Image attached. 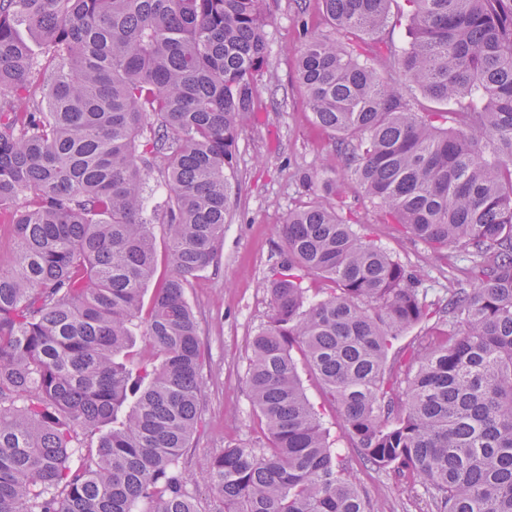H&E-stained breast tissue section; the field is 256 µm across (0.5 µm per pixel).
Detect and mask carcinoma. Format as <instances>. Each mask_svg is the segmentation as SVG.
Returning <instances> with one entry per match:
<instances>
[{
  "label": "carcinoma",
  "mask_w": 512,
  "mask_h": 512,
  "mask_svg": "<svg viewBox=\"0 0 512 512\" xmlns=\"http://www.w3.org/2000/svg\"><path fill=\"white\" fill-rule=\"evenodd\" d=\"M294 2L315 123L382 216L447 260L448 297L427 301L344 202L288 213L247 371L268 444L210 457L216 512H372L295 346L366 462L418 475L438 512H512V0H405L402 50L380 39L391 0H320L321 31ZM263 5L0 0V223L15 242L0 269V512H199L183 455L203 351L186 290L224 239L268 61ZM153 175L166 195L150 209ZM431 319L427 344L393 351ZM138 336L154 358L132 361Z\"/></svg>",
  "instance_id": "cac0c4a2"
}]
</instances>
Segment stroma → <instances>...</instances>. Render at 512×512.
I'll return each mask as SVG.
<instances>
[{"mask_svg": "<svg viewBox=\"0 0 512 512\" xmlns=\"http://www.w3.org/2000/svg\"><path fill=\"white\" fill-rule=\"evenodd\" d=\"M268 63L256 81V110L239 134L231 216L214 266L202 272L186 297L200 325L204 351L203 426L184 453L189 490L201 512L218 502L201 471L203 461L228 444L261 446L266 437L251 405L247 383L250 342L271 313L262 283L287 250L279 227L290 210L321 198L325 181L351 209L361 233L422 274L429 299L443 297L448 268L423 243L388 223L354 186L338 182L346 160L331 132L317 126L296 71L302 48L293 0H266ZM298 376L321 414L331 448L370 501L382 512H436L419 477L399 476L364 461L341 418L325 398L320 379L300 349Z\"/></svg>", "mask_w": 512, "mask_h": 512, "instance_id": "35a3bbf8", "label": "stroma"}]
</instances>
